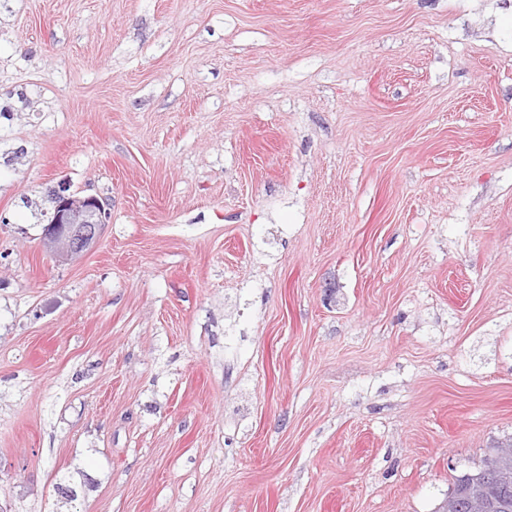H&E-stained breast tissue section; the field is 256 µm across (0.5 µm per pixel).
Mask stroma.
<instances>
[{
  "mask_svg": "<svg viewBox=\"0 0 512 512\" xmlns=\"http://www.w3.org/2000/svg\"><path fill=\"white\" fill-rule=\"evenodd\" d=\"M510 437L512 0H0V512H438ZM50 216L43 239L62 259H71L90 250L109 218L104 201L90 195L79 197L65 185L50 191Z\"/></svg>",
  "mask_w": 512,
  "mask_h": 512,
  "instance_id": "obj_1",
  "label": "stroma"
}]
</instances>
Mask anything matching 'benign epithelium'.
<instances>
[{
    "label": "benign epithelium",
    "instance_id": "obj_1",
    "mask_svg": "<svg viewBox=\"0 0 512 512\" xmlns=\"http://www.w3.org/2000/svg\"><path fill=\"white\" fill-rule=\"evenodd\" d=\"M50 216L43 229V239L62 259H71L90 250L97 242L109 218L104 201L90 195L79 197L65 185L50 191ZM492 482L512 484V448H501L486 463ZM512 512L506 500L494 502L489 497L483 475H468L446 499L443 512Z\"/></svg>",
    "mask_w": 512,
    "mask_h": 512
}]
</instances>
